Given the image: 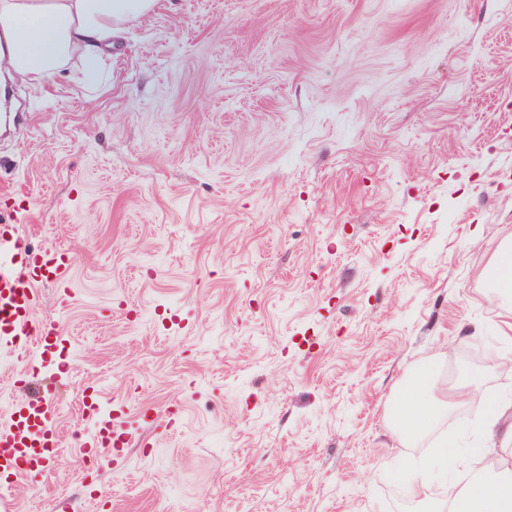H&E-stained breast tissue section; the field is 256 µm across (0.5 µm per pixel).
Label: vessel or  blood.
<instances>
[{
    "mask_svg": "<svg viewBox=\"0 0 512 512\" xmlns=\"http://www.w3.org/2000/svg\"><path fill=\"white\" fill-rule=\"evenodd\" d=\"M68 262L53 251L38 255L26 250L14 227L0 226V340L36 341L42 356L52 358L57 372L67 366L58 356L64 341L57 329L43 326L36 318L37 286L51 282L59 287L60 303L74 296L65 274ZM53 399L43 396L15 405L7 422L0 424V471L18 478L33 473L35 464L51 460L59 443L52 430ZM87 416L95 425L87 433L84 447L97 456L112 458L117 450L112 446L114 432L126 431L127 425L115 420H99L96 399L87 402Z\"/></svg>",
    "mask_w": 512,
    "mask_h": 512,
    "instance_id": "1",
    "label": "vessel or blood"
}]
</instances>
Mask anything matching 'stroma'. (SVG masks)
<instances>
[{"instance_id": "stroma-1", "label": "stroma", "mask_w": 512, "mask_h": 512, "mask_svg": "<svg viewBox=\"0 0 512 512\" xmlns=\"http://www.w3.org/2000/svg\"><path fill=\"white\" fill-rule=\"evenodd\" d=\"M112 84L14 85L0 225L67 253L36 345L0 344V415L52 391L62 450L0 477L8 512H425L432 452L388 420L411 375L472 384L467 447L512 377V0H157ZM152 416L117 464L82 448L85 389ZM494 288L502 294L512 295V248L501 249L486 272Z\"/></svg>"}]
</instances>
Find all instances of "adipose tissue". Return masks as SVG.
Masks as SVG:
<instances>
[{
	"instance_id": "obj_1",
	"label": "adipose tissue",
	"mask_w": 512,
	"mask_h": 512,
	"mask_svg": "<svg viewBox=\"0 0 512 512\" xmlns=\"http://www.w3.org/2000/svg\"><path fill=\"white\" fill-rule=\"evenodd\" d=\"M156 0H0V74L39 84L61 72L83 86L112 80L114 39L129 24L151 12ZM432 379L418 375L396 404L394 427L422 434L436 424L441 410L430 396ZM468 454L438 446L435 455L415 464L414 495L440 512L434 490L449 471L471 472L450 512H512V479L486 476L477 465L496 447L512 443V398L491 397Z\"/></svg>"
}]
</instances>
